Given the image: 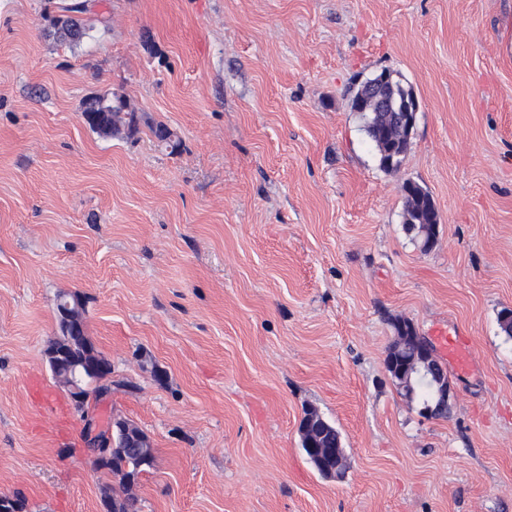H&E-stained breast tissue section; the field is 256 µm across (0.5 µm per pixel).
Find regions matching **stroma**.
Masks as SVG:
<instances>
[{
	"label": "stroma",
	"instance_id": "obj_1",
	"mask_svg": "<svg viewBox=\"0 0 512 512\" xmlns=\"http://www.w3.org/2000/svg\"><path fill=\"white\" fill-rule=\"evenodd\" d=\"M64 3L0 0V495L99 512L114 482L46 362L71 293L112 363L95 412L153 442L140 512H512V0H90L73 47ZM385 69L419 101L392 172L350 107ZM112 92L120 139L81 116ZM398 319L466 337L448 419L389 379ZM310 408L343 479L302 453ZM53 27V35L56 40L69 45H77L80 43V41L86 37L90 29L79 18L71 15L56 19ZM81 114L88 127L102 138L120 137L137 130L139 117L121 94L96 95L86 98ZM411 189L409 194L403 193L404 197V230L411 240L420 243L424 251L432 248H424V233L426 225L439 226V213L429 191L420 184L408 179ZM403 183V184H404ZM326 420V419H325ZM327 421V420H326ZM328 426L321 430L323 444L332 446L331 448H319L313 441L307 437L306 422L302 426V419L298 426L300 445L305 444L312 455V463L318 468L325 470L333 479L343 478L348 468V455L345 448H336L337 443H343L341 434L336 426L327 421Z\"/></svg>",
	"mask_w": 512,
	"mask_h": 512
}]
</instances>
